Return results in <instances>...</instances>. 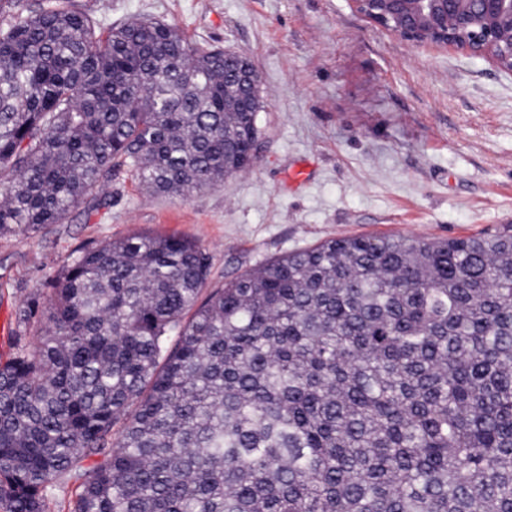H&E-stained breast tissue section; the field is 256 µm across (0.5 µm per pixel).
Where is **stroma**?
Returning a JSON list of instances; mask_svg holds the SVG:
<instances>
[{
    "mask_svg": "<svg viewBox=\"0 0 512 512\" xmlns=\"http://www.w3.org/2000/svg\"><path fill=\"white\" fill-rule=\"evenodd\" d=\"M108 28L157 19L260 78L253 165L187 198L123 168L97 209L0 237V351L16 311L78 248L177 232L208 258L207 289L280 255L358 235L448 239L512 228V75L413 48L350 0H73ZM302 170L298 183L288 181Z\"/></svg>",
    "mask_w": 512,
    "mask_h": 512,
    "instance_id": "obj_1",
    "label": "stroma"
}]
</instances>
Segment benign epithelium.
Here are the masks:
<instances>
[{"label":"benign epithelium","instance_id":"benign-epithelium-1","mask_svg":"<svg viewBox=\"0 0 512 512\" xmlns=\"http://www.w3.org/2000/svg\"><path fill=\"white\" fill-rule=\"evenodd\" d=\"M357 12L413 47L461 50L512 74V0H350ZM235 59L229 81L256 90L258 74L246 58Z\"/></svg>","mask_w":512,"mask_h":512}]
</instances>
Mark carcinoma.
<instances>
[{
  "label": "carcinoma",
  "mask_w": 512,
  "mask_h": 512,
  "mask_svg": "<svg viewBox=\"0 0 512 512\" xmlns=\"http://www.w3.org/2000/svg\"><path fill=\"white\" fill-rule=\"evenodd\" d=\"M0 0V237L124 167L188 196L247 169L224 50ZM179 235L77 249L0 356V512H512V234L326 240L202 296Z\"/></svg>",
  "instance_id": "obj_1"
}]
</instances>
